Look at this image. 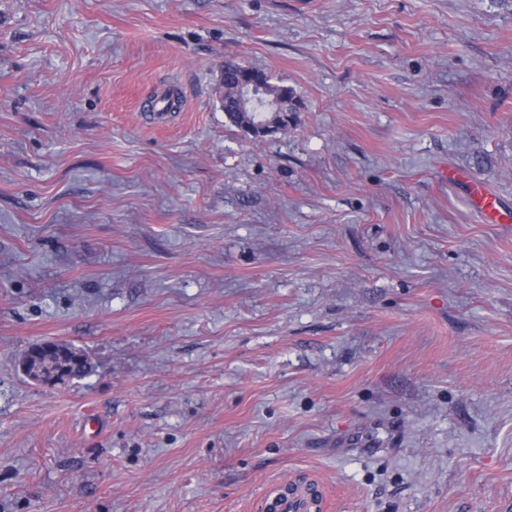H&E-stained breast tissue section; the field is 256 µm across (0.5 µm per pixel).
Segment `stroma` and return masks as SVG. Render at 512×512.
Returning <instances> with one entry per match:
<instances>
[{
    "label": "stroma",
    "instance_id": "obj_1",
    "mask_svg": "<svg viewBox=\"0 0 512 512\" xmlns=\"http://www.w3.org/2000/svg\"><path fill=\"white\" fill-rule=\"evenodd\" d=\"M451 168L512 206V0H0V512H512V230ZM241 65L234 61H227L224 65V112H231L228 118L229 122L241 128L243 125L254 124L255 122L261 123L260 126L250 128L248 133L255 140H263L268 136L274 134V132L280 129L285 122H288V112L301 111L296 96L294 97L293 103L294 108L292 111H288V105L286 107L280 106L279 104H272L269 108L270 114L268 119L262 120L266 116L268 101L270 97L278 95L280 90L278 85L273 84L271 75L262 70L264 77H267L265 83L267 90L259 91L257 102L252 101V107L248 111H238L234 100L237 97V91L239 89V70ZM286 112V113H284ZM262 120V121H261ZM261 121V122H260ZM471 207L487 224H500L510 229V213L500 202V198L492 185L485 180L467 182ZM39 360L52 370H65L70 379L83 378L92 370V363L88 356L71 346H68V353L41 354Z\"/></svg>",
    "mask_w": 512,
    "mask_h": 512
}]
</instances>
